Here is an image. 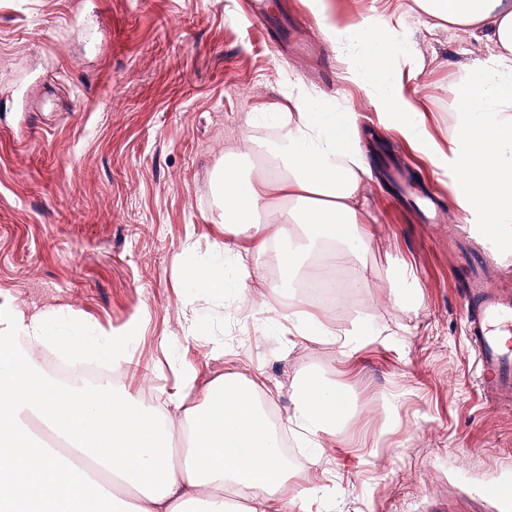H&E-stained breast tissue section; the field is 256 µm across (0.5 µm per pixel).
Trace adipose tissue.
<instances>
[{"label":"adipose tissue","instance_id":"adipose-tissue-1","mask_svg":"<svg viewBox=\"0 0 512 512\" xmlns=\"http://www.w3.org/2000/svg\"><path fill=\"white\" fill-rule=\"evenodd\" d=\"M429 17L487 32L495 50L477 75L446 93L455 112L440 146L415 106L389 75L388 22L368 18L324 32L350 77L368 89L378 110L437 169L453 168L459 207L493 232L512 223V0H418ZM264 164L244 171L225 159L220 173V224L246 235L264 252L276 241L283 277L274 294L299 274L361 261L373 230L358 208L370 176L351 138V115L311 111L293 94ZM288 209H281L280 201ZM274 222L259 223V212ZM180 277L211 298L228 283L224 267L172 259ZM306 340L333 337L340 347L369 336L362 322L324 323L318 305L301 300L282 314ZM42 314L15 309L0 330V512H271L288 479L279 434L253 379L225 374L197 390L192 370L180 373L169 410L144 407L118 388L59 386L36 367L45 342ZM349 415L342 390L306 383L286 422L308 447ZM185 446H172V429Z\"/></svg>","mask_w":512,"mask_h":512}]
</instances>
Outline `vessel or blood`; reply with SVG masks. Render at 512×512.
I'll list each match as a JSON object with an SVG mask.
<instances>
[{"label": "vessel or blood", "mask_w": 512, "mask_h": 512, "mask_svg": "<svg viewBox=\"0 0 512 512\" xmlns=\"http://www.w3.org/2000/svg\"><path fill=\"white\" fill-rule=\"evenodd\" d=\"M466 274L463 319L474 353L477 384L486 400L512 403V283L488 286L482 253L462 254Z\"/></svg>", "instance_id": "obj_1"}]
</instances>
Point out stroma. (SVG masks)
Segmentation results:
<instances>
[{
	"instance_id": "stroma-1",
	"label": "stroma",
	"mask_w": 512,
	"mask_h": 512,
	"mask_svg": "<svg viewBox=\"0 0 512 512\" xmlns=\"http://www.w3.org/2000/svg\"><path fill=\"white\" fill-rule=\"evenodd\" d=\"M267 10L289 17V38L309 53L280 49L245 0H0V317L45 312L39 360L71 366L79 359L60 338L140 324L116 385L147 406L166 405L185 367L202 387L226 373L258 378L282 421L307 377L345 390L353 420L324 435L322 459L289 447L295 466L275 512H291L305 487L308 512H503L480 492L512 482V409L478 390L457 264L460 228L477 219L458 208L453 171L432 167L346 80L309 0H268ZM368 15L394 28L392 76L442 140L452 120L444 87L474 74L492 44L431 19L417 0H331L337 25ZM292 84L318 107L352 113L374 170L361 201L372 250L347 271L368 286L322 312L377 329L347 352L278 324L274 251L258 259L264 284L220 299L172 263L189 239L191 262L215 258L217 240L250 247L219 224L217 173L244 135L275 138ZM383 160L436 196L437 221L393 196L375 173Z\"/></svg>"
}]
</instances>
